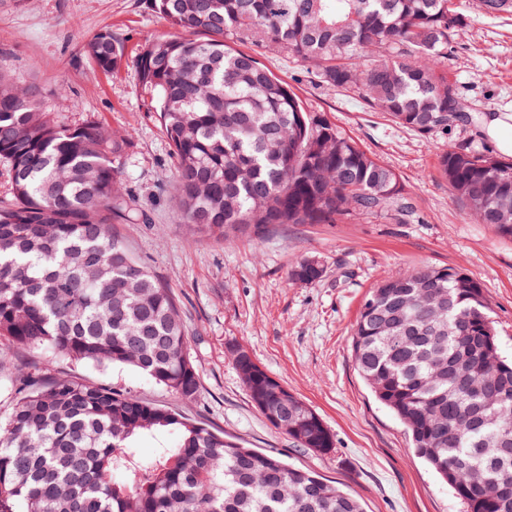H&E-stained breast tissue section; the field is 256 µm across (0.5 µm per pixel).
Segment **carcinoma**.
Returning <instances> with one entry per match:
<instances>
[{"label":"carcinoma","mask_w":512,"mask_h":512,"mask_svg":"<svg viewBox=\"0 0 512 512\" xmlns=\"http://www.w3.org/2000/svg\"><path fill=\"white\" fill-rule=\"evenodd\" d=\"M179 36L144 43L133 59L153 94L174 162L182 223L224 238L276 224H335L351 210L410 212L395 172L305 112L288 85L235 48L273 47L310 65L320 82L354 92L422 133L473 121L444 69L463 21L454 0H145ZM483 15L512 14V0H476ZM83 53L104 72L125 59L112 32ZM131 149L95 119L76 125L43 112L0 65V158L12 198L0 201V340L90 365L130 366L182 400L200 376L181 311L112 234L149 224L125 176ZM438 173L451 197L512 238V159L448 145ZM307 257L291 279L320 281ZM356 366L376 399L405 426L414 453L467 507L512 512V360L502 355L482 284L450 268L418 267L365 297L352 334ZM460 365L496 396L483 399L448 367ZM246 390L286 434L329 454L320 415L258 364ZM20 394L0 421V512H363L352 493L316 473L213 431L174 409L73 379L8 380ZM174 442L145 462L146 436Z\"/></svg>","instance_id":"cac0c4a2"}]
</instances>
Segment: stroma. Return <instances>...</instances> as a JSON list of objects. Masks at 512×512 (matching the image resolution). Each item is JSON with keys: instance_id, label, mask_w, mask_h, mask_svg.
Returning a JSON list of instances; mask_svg holds the SVG:
<instances>
[{"instance_id": "1", "label": "stroma", "mask_w": 512, "mask_h": 512, "mask_svg": "<svg viewBox=\"0 0 512 512\" xmlns=\"http://www.w3.org/2000/svg\"><path fill=\"white\" fill-rule=\"evenodd\" d=\"M461 3L467 22L453 35L448 74L476 121L444 132L394 124L354 93L319 82L309 65L269 48L260 55L304 111L327 120L398 175L414 207L409 220L399 223L389 210L356 211L338 224H282L225 242L182 224L171 196L157 193L174 179L173 159L132 60L146 41L174 37L169 24L142 0H0V65L35 90L42 110L70 124L91 117L132 135L127 179L152 221L114 230L178 302L200 390L182 401L127 366L54 360L44 349L19 351L7 342L0 343V354L18 372L74 378L172 407L353 490L365 512H466L413 454L405 427L371 394L351 347L361 303L379 282L412 267H450L481 282L501 350L512 356V240L477 223L437 173L448 145L500 151L479 120L512 115V16L488 18L473 0ZM104 30L123 42L127 56L110 73L81 51ZM304 257L324 264L321 281L290 279ZM235 346L321 415L334 437L332 453L297 447L256 411L233 365Z\"/></svg>"}]
</instances>
